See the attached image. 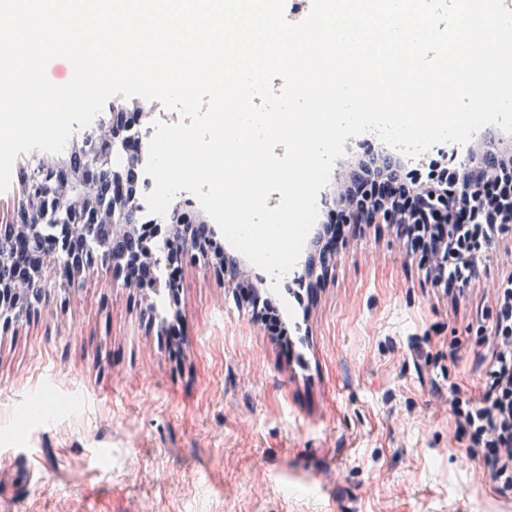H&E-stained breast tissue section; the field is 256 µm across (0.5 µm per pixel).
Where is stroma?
<instances>
[{
    "label": "stroma",
    "instance_id": "1",
    "mask_svg": "<svg viewBox=\"0 0 512 512\" xmlns=\"http://www.w3.org/2000/svg\"><path fill=\"white\" fill-rule=\"evenodd\" d=\"M180 282L178 363L166 303L94 268L0 329L9 512H512L448 405L484 376L472 329L512 285L511 231L451 300L393 225H363L296 312L291 363L210 262Z\"/></svg>",
    "mask_w": 512,
    "mask_h": 512
}]
</instances>
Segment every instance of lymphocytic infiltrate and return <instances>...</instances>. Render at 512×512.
I'll use <instances>...</instances> for the list:
<instances>
[{
    "mask_svg": "<svg viewBox=\"0 0 512 512\" xmlns=\"http://www.w3.org/2000/svg\"><path fill=\"white\" fill-rule=\"evenodd\" d=\"M474 152L477 163L462 165L452 152L432 154L426 168L408 165L387 149L362 148L349 163V174L336 207L325 210L309 263L325 262L342 240L353 205L364 207L363 221L397 225L433 276L452 289L464 286L471 259L485 235L512 223V146L502 132L481 129ZM446 185L448 216L470 225V233L451 235L445 225L422 223L425 191ZM492 352L474 394L454 396L455 437L488 477L493 493L512 499V286L495 303Z\"/></svg>",
    "mask_w": 512,
    "mask_h": 512,
    "instance_id": "f902f5d3",
    "label": "lymphocytic infiltrate"
}]
</instances>
